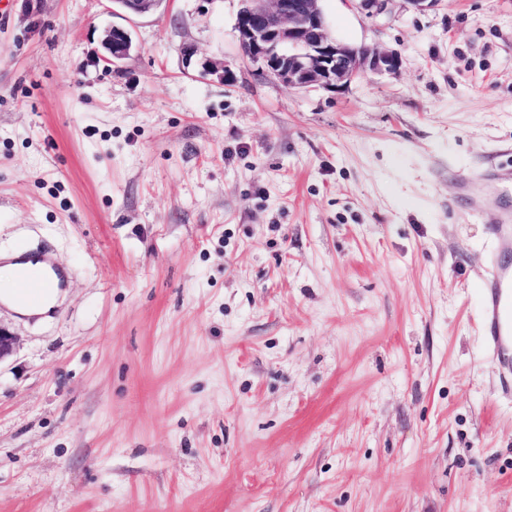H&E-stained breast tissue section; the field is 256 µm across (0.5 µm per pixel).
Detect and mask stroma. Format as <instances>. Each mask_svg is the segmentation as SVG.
<instances>
[{"mask_svg":"<svg viewBox=\"0 0 512 512\" xmlns=\"http://www.w3.org/2000/svg\"><path fill=\"white\" fill-rule=\"evenodd\" d=\"M321 6L399 71L284 85L240 0H0V253L70 274L49 320L0 306V512H512V0ZM110 2L126 15H145L154 12L162 0H110ZM101 44L105 51L102 59L109 65L125 60L130 56L134 46L131 32L117 25H112L105 30ZM492 235L495 250L481 281V328L488 351L497 359L503 382L512 386V204L506 199Z\"/></svg>","mask_w":512,"mask_h":512,"instance_id":"obj_1","label":"stroma"}]
</instances>
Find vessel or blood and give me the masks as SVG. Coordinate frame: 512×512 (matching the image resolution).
Masks as SVG:
<instances>
[{"mask_svg":"<svg viewBox=\"0 0 512 512\" xmlns=\"http://www.w3.org/2000/svg\"><path fill=\"white\" fill-rule=\"evenodd\" d=\"M495 250L481 282V328L488 351L496 358L503 381L512 382V204L502 203L492 228ZM18 275L30 303H38L48 289L63 287L67 272L48 256L17 259Z\"/></svg>","mask_w":512,"mask_h":512,"instance_id":"1","label":"vessel or blood"}]
</instances>
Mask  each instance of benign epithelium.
<instances>
[{
	"label": "benign epithelium",
	"instance_id": "1",
	"mask_svg": "<svg viewBox=\"0 0 512 512\" xmlns=\"http://www.w3.org/2000/svg\"><path fill=\"white\" fill-rule=\"evenodd\" d=\"M126 15L154 12L163 0H110ZM243 56L263 65L269 76L293 88L334 91L373 73H396L401 57L396 52L353 46L332 39L321 0H242L236 18ZM104 62L125 60L133 50L131 32L113 25L102 39ZM202 74L225 83L236 80L225 63L204 62Z\"/></svg>",
	"mask_w": 512,
	"mask_h": 512
}]
</instances>
